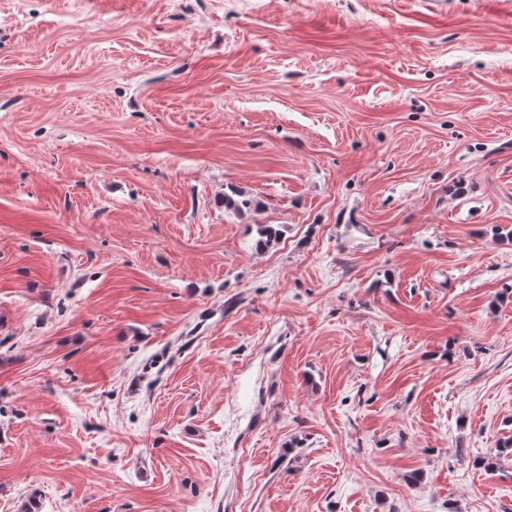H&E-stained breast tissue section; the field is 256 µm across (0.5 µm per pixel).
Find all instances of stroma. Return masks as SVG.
I'll list each match as a JSON object with an SVG mask.
<instances>
[{
  "mask_svg": "<svg viewBox=\"0 0 512 512\" xmlns=\"http://www.w3.org/2000/svg\"><path fill=\"white\" fill-rule=\"evenodd\" d=\"M488 6L0 0V512H512Z\"/></svg>",
  "mask_w": 512,
  "mask_h": 512,
  "instance_id": "35a3bbf8",
  "label": "stroma"
}]
</instances>
